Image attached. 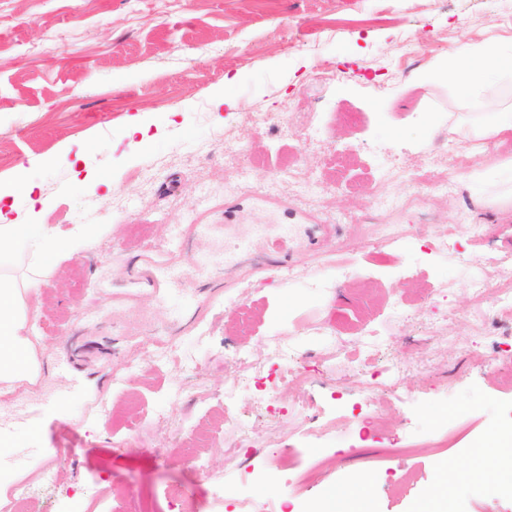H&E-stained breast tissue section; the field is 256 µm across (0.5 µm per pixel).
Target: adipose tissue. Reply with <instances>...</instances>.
Instances as JSON below:
<instances>
[{
  "mask_svg": "<svg viewBox=\"0 0 512 512\" xmlns=\"http://www.w3.org/2000/svg\"><path fill=\"white\" fill-rule=\"evenodd\" d=\"M508 72H512V38H492L463 46L455 53L441 73L463 99L480 103L481 112L477 119L449 126V135L490 139L512 130V107L483 95L486 85ZM28 171L21 162L9 177L0 178V388L4 390L38 377L40 365L30 336L33 317L28 298L37 290L46 268L77 248L76 242L39 223L46 201L36 194ZM20 195L29 202V218L24 222L11 216L10 204ZM22 253L30 259V274L20 280L14 276L13 266Z\"/></svg>",
  "mask_w": 512,
  "mask_h": 512,
  "instance_id": "obj_1",
  "label": "adipose tissue"
}]
</instances>
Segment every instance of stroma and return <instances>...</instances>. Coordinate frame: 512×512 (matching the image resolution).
<instances>
[{
  "instance_id": "stroma-1",
  "label": "stroma",
  "mask_w": 512,
  "mask_h": 512,
  "mask_svg": "<svg viewBox=\"0 0 512 512\" xmlns=\"http://www.w3.org/2000/svg\"><path fill=\"white\" fill-rule=\"evenodd\" d=\"M498 36H512V0H0V176L86 142L77 163L37 166L29 179L52 201L43 223L89 229L29 299L41 372L0 391V420L13 419L18 400H65L53 431L16 433L0 452V493L36 484L43 448L56 484H36L27 512H65L68 495L86 512H136L142 489L195 512H231L252 473L286 457L320 472L256 486L269 512H310L349 475L370 478L372 512H416L442 464L468 463L470 448L512 430V385L492 367L512 344V321L447 317L470 307L473 268L512 249V133L462 142L428 123L433 113L451 124L469 112L433 72L461 45ZM326 66L334 81L321 79ZM220 91L233 109L214 108ZM259 112L288 124L254 127ZM134 114L147 132L125 155ZM240 136L249 141L242 152ZM451 147L478 157L453 171L457 194L403 210L372 202L366 189L387 161L415 170ZM91 172L111 174V188L89 182ZM324 200L359 224L313 228ZM199 218L212 230L176 255L183 285L163 284L139 258L142 240L163 241L168 225ZM365 224L403 233L375 249ZM431 224L480 225V236L459 242L470 265L429 254ZM284 233L299 273L291 283L262 261L267 237ZM244 237L252 257L198 263ZM187 294L193 305L176 317ZM150 336L175 339L193 362L142 356ZM283 342L294 354L275 372L311 379L281 389L284 418L241 394L234 413L255 438L235 447L224 429L234 376L225 359L245 350L264 363ZM349 344L369 354L377 422L351 417L359 375L336 356ZM403 358L415 371L390 386L385 366ZM119 371L123 384H107ZM459 424L466 432L455 447L387 451ZM449 493L451 512H512V491L493 481L459 480Z\"/></svg>"
}]
</instances>
